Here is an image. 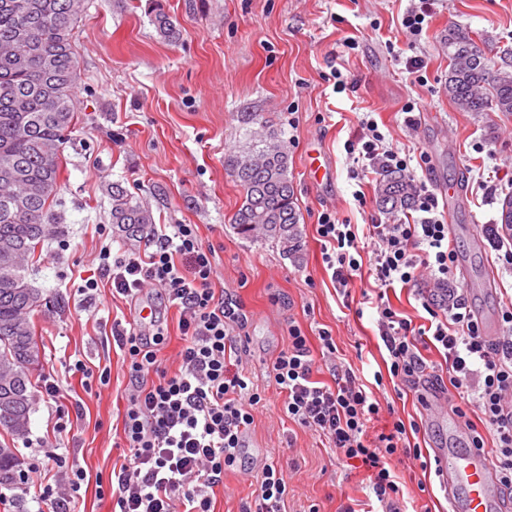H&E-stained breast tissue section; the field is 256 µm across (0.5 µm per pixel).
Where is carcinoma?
I'll return each instance as SVG.
<instances>
[{
  "instance_id": "cac0c4a2",
  "label": "carcinoma",
  "mask_w": 512,
  "mask_h": 512,
  "mask_svg": "<svg viewBox=\"0 0 512 512\" xmlns=\"http://www.w3.org/2000/svg\"><path fill=\"white\" fill-rule=\"evenodd\" d=\"M85 0H0V426L12 437L28 433L33 411L31 365L39 357L35 314L45 305L30 276L38 247L62 232L55 213L64 151L78 123L74 107L77 65L74 34ZM153 25L170 41L180 35L173 18L155 4ZM448 47L444 89L459 112L512 113V68L490 67L460 26L443 35ZM243 189L232 223L245 238L274 242L296 259L301 251L300 212L284 142L262 124L251 146L232 156ZM111 223L125 238L154 223L152 212L119 183L111 186ZM417 185L386 169L376 188L379 208L406 212ZM21 477L17 449L0 441V488Z\"/></svg>"
}]
</instances>
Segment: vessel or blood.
<instances>
[{
  "instance_id": "obj_1",
  "label": "vessel or blood",
  "mask_w": 512,
  "mask_h": 512,
  "mask_svg": "<svg viewBox=\"0 0 512 512\" xmlns=\"http://www.w3.org/2000/svg\"><path fill=\"white\" fill-rule=\"evenodd\" d=\"M436 463L454 512H500V483L486 451L448 448L437 451Z\"/></svg>"
}]
</instances>
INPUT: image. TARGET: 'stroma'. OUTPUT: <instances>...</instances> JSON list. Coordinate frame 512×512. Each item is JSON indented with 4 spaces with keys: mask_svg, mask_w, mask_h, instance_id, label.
I'll return each instance as SVG.
<instances>
[{
    "mask_svg": "<svg viewBox=\"0 0 512 512\" xmlns=\"http://www.w3.org/2000/svg\"><path fill=\"white\" fill-rule=\"evenodd\" d=\"M76 30L80 120L60 175L58 212L63 232L42 248L33 285L51 302L37 320L39 364L28 434L16 446L24 473L40 470L54 482L56 457L81 468L86 478L72 493V512H114L112 468L125 454L123 414L130 389L123 352L114 330L137 322L139 306H151L170 336L162 355L176 367L181 348L176 310L157 290H144L138 303L113 295L99 266V252L112 257L151 249L149 238L127 242L109 229L112 183H120L148 207L156 223L193 224L215 252L213 286L243 305L242 367L264 395L245 437L243 464L216 491L215 512H248L257 496L253 461L271 458L290 474L286 512H377L365 470L340 463L314 432L288 419L283 397L265 382L268 366L283 347L289 324L310 336L315 379L332 382L335 354L320 345L329 331L337 352L356 358L362 378L386 372L376 313L378 291L369 275L340 293L323 261L316 224L323 212L350 224L410 223L418 210L388 214L375 201L379 160L353 161L345 145L358 140L364 120L377 122L386 141L410 158L409 176L425 183L447 213L443 192L463 183L453 210L460 232L457 253L473 280L495 259L491 248H474L471 227L495 223L498 200L512 180V114L460 112L444 92L448 51L443 35L460 25L495 66L512 65V0H430L428 24L409 41L401 21L420 0H162L182 29L178 41L160 38L151 22L152 0H87ZM356 49H349L350 41ZM422 60L419 75L405 69ZM347 83L338 91L333 71ZM413 114H405L407 103ZM414 125H407V117ZM283 140L296 203L301 213L303 255L293 260L274 243L239 235L232 218L243 190L227 164L250 144L257 122ZM321 151L328 170L314 178L309 150ZM364 202H357L356 194ZM97 279L98 291L81 293L83 279ZM393 308L425 324L427 314L409 288L382 291ZM84 363L92 376L73 375ZM107 383H100V373ZM60 385L59 402H49L43 383ZM379 394L391 417L417 422L426 458L448 445V415L433 413L410 392L385 382ZM392 465L406 491L430 512H448V498L435 469L412 472L405 456Z\"/></svg>",
    "mask_w": 512,
    "mask_h": 512,
    "instance_id": "stroma-1",
    "label": "stroma"
}]
</instances>
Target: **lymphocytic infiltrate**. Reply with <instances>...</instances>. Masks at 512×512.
<instances>
[{
	"label": "lymphocytic infiltrate",
	"mask_w": 512,
	"mask_h": 512,
	"mask_svg": "<svg viewBox=\"0 0 512 512\" xmlns=\"http://www.w3.org/2000/svg\"><path fill=\"white\" fill-rule=\"evenodd\" d=\"M346 150L369 160L383 158L390 168L408 167L373 121ZM418 209L422 218L416 224L358 226L322 213L317 234L338 287L347 288L365 265L385 288L416 285L425 272L435 283L449 284L456 250L448 224L432 193L419 194ZM149 236L153 250L115 259L106 247L99 253L100 265L112 275L113 293L127 299L137 300L145 287L157 288L180 314L183 345L180 364L171 369L161 356L168 341L162 324H155L149 335L116 334L131 392L124 410L128 452L112 473V496L119 512H214V490L223 485L227 471L238 467L244 437L262 401L240 369L233 335L246 315L240 304L217 297L214 253L203 245L196 225L154 224ZM422 306L430 321L418 328L384 299L376 301L389 376L423 404L429 395L447 392L450 408L469 432L470 447L492 454L502 487L512 491V299L503 306L502 332L494 341L483 337L464 294L446 300L434 295ZM423 336L443 357L445 371L430 369L418 347ZM268 377L283 394L289 419L323 437L346 463H361L382 512H419L391 467L399 454L421 460V446L412 440L418 427L396 419L370 433L381 402L361 383L354 364L337 363L333 383L315 379L309 339L292 324ZM256 481L255 512H285L286 471L270 459Z\"/></svg>",
	"instance_id": "1"
}]
</instances>
